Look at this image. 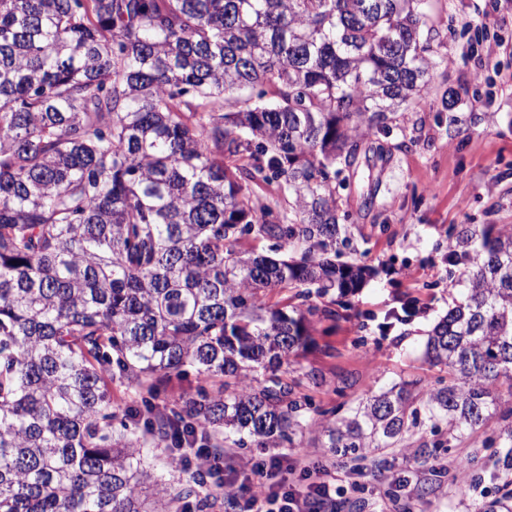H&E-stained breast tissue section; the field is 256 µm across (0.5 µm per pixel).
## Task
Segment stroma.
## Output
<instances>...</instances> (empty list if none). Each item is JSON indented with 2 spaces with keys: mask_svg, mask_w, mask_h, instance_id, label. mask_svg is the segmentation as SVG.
I'll list each match as a JSON object with an SVG mask.
<instances>
[{
  "mask_svg": "<svg viewBox=\"0 0 512 512\" xmlns=\"http://www.w3.org/2000/svg\"><path fill=\"white\" fill-rule=\"evenodd\" d=\"M424 11L443 39L428 101L382 136L384 153H360L340 192L353 241L342 258L375 274L342 318L318 324L313 344L289 368L314 409L347 415L393 385L441 377L424 345L464 293L463 266L446 260L447 231L512 224V86L499 81L512 70V55L489 52L494 40L512 41V0H426ZM408 298L420 314L391 323V311ZM436 439L441 447H433ZM482 440L444 430L435 436L423 422L399 448H370L360 458L332 448L320 454L332 483L350 501H366L363 512L388 499L392 512H486L505 474ZM456 458L470 461L476 484L459 487L448 466Z\"/></svg>",
  "mask_w": 512,
  "mask_h": 512,
  "instance_id": "35a3bbf8",
  "label": "stroma"
}]
</instances>
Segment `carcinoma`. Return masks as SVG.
I'll return each mask as SVG.
<instances>
[{"mask_svg": "<svg viewBox=\"0 0 512 512\" xmlns=\"http://www.w3.org/2000/svg\"><path fill=\"white\" fill-rule=\"evenodd\" d=\"M423 3L0 0V512H204L221 487L159 482L144 448L293 443L312 403L284 364L372 274L338 261L337 193L427 90ZM273 182L278 224L250 192ZM461 244L464 299L426 344L448 381L318 413L320 447L422 418L492 431L512 469V225L453 230L448 263ZM188 366L196 394L161 398ZM125 380L154 400L140 437L114 429ZM504 487L486 512H512Z\"/></svg>", "mask_w": 512, "mask_h": 512, "instance_id": "cac0c4a2", "label": "carcinoma"}]
</instances>
